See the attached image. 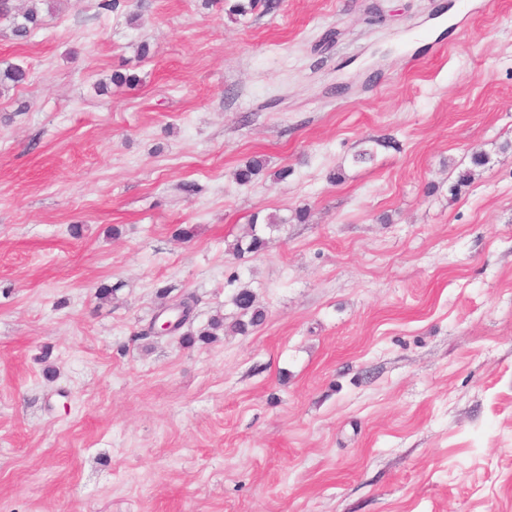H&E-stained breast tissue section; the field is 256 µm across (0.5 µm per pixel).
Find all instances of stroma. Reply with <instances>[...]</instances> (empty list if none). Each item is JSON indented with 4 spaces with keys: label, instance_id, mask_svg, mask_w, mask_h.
Instances as JSON below:
<instances>
[{
    "label": "stroma",
    "instance_id": "35a3bbf8",
    "mask_svg": "<svg viewBox=\"0 0 512 512\" xmlns=\"http://www.w3.org/2000/svg\"><path fill=\"white\" fill-rule=\"evenodd\" d=\"M98 2L0 18V512H512V0ZM13 0H0V18H9L12 21L13 35L20 39L27 38L35 29L42 25V18L36 5L25 11L16 10ZM258 220L259 215H255L248 230L233 244L234 254L241 256L245 253H258L265 248L267 241L257 230L258 224H263L266 228L273 230L287 222V219H283L276 214L266 216L260 223ZM234 305L240 310V316L230 326L233 333L248 334L253 328L261 325L265 313L255 303V295L248 288H241L233 297ZM220 332L224 333V318L217 316L210 321L206 328L197 334L187 332L180 337V340L184 345L192 347L197 342L207 344L215 341Z\"/></svg>",
    "mask_w": 512,
    "mask_h": 512
}]
</instances>
